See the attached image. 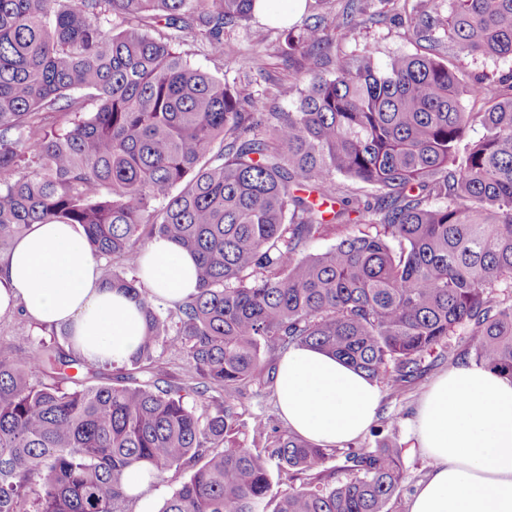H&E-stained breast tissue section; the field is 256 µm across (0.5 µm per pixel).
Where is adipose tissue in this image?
I'll list each match as a JSON object with an SVG mask.
<instances>
[{"instance_id": "ef3b65f1", "label": "adipose tissue", "mask_w": 512, "mask_h": 512, "mask_svg": "<svg viewBox=\"0 0 512 512\" xmlns=\"http://www.w3.org/2000/svg\"><path fill=\"white\" fill-rule=\"evenodd\" d=\"M156 303L194 294L193 256L167 239L139 258ZM24 307L34 323L66 329L91 361L124 364L141 344L136 299L105 285L79 224H32L0 255V315ZM382 400L379 386L338 358L292 348L279 362L276 401L289 431L323 448L362 436ZM414 438L430 470L408 512H512V382L461 364L431 382L416 408Z\"/></svg>"}]
</instances>
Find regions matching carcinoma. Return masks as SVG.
Instances as JSON below:
<instances>
[{
	"mask_svg": "<svg viewBox=\"0 0 512 512\" xmlns=\"http://www.w3.org/2000/svg\"><path fill=\"white\" fill-rule=\"evenodd\" d=\"M254 2L0 0V246L30 224H81L112 264L105 282L140 299L146 319L104 384L86 380L110 364L69 343L39 342L35 363L0 353V512H127L125 477L140 463L154 480L195 467L159 512H391L404 472L386 438L322 448L255 416L269 445L229 444L279 357L315 348L397 391L468 331L474 363L512 381V294H499L512 288V75L466 80L436 36L512 56V0H452L445 19L438 0L412 8L419 51L383 70L324 53L335 32L360 29L367 0H343L333 23L311 14L285 30L288 112L252 111L179 51L199 34L239 56L224 33ZM49 112L73 119L48 130ZM348 224L356 234L306 252ZM146 236L197 258L169 344V316L137 275ZM166 350L188 360L186 381L170 379ZM275 473L299 485L278 496Z\"/></svg>",
	"mask_w": 512,
	"mask_h": 512,
	"instance_id": "1",
	"label": "carcinoma"
}]
</instances>
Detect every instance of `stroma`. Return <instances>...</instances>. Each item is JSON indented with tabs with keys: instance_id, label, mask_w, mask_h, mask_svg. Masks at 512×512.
<instances>
[{
	"instance_id": "35a3bbf8",
	"label": "stroma",
	"mask_w": 512,
	"mask_h": 512,
	"mask_svg": "<svg viewBox=\"0 0 512 512\" xmlns=\"http://www.w3.org/2000/svg\"><path fill=\"white\" fill-rule=\"evenodd\" d=\"M283 25L252 17L230 32L241 54L230 60L213 54L199 37H188L182 50L188 63L201 71L224 81L231 89L251 95L260 112L290 110L291 103L277 94L279 80L287 78L288 64L282 54L284 46ZM261 48L266 63L265 70H258L250 61L253 48ZM337 48L347 55L372 54L380 64L390 59L414 53L406 20L387 14L383 20H367L355 35L338 42ZM442 56L450 58L468 75H484L498 78L512 74V57H485L461 53L451 45H444ZM51 329L39 327L21 311L0 316V352L35 354L39 340L52 339ZM474 339L470 336H454L441 356L425 357L420 377L401 391L384 390L378 418L384 421L382 433L366 432L355 442L356 447L372 449L382 438H389L402 449V465L405 472L404 490L391 504L392 512H407V504L418 483L429 470V461L418 449L413 448L410 421L418 401L427 386L439 375L460 365L470 352Z\"/></svg>"
}]
</instances>
